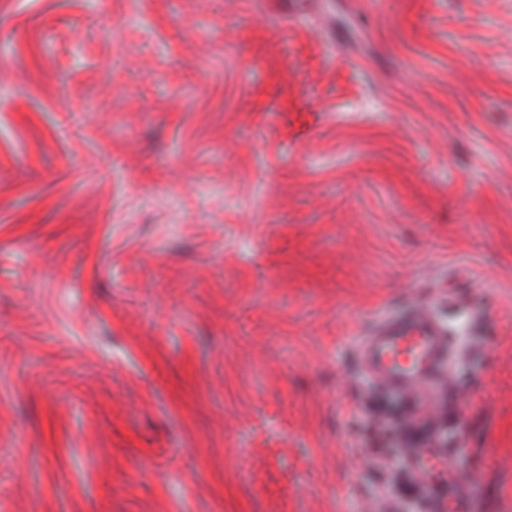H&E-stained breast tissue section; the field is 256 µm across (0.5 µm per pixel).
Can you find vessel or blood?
I'll return each mask as SVG.
<instances>
[{
  "instance_id": "1",
  "label": "vessel or blood",
  "mask_w": 512,
  "mask_h": 512,
  "mask_svg": "<svg viewBox=\"0 0 512 512\" xmlns=\"http://www.w3.org/2000/svg\"><path fill=\"white\" fill-rule=\"evenodd\" d=\"M449 356L444 325L421 310L393 315L365 336L358 350L365 372L391 393L411 401L418 415L433 401Z\"/></svg>"
}]
</instances>
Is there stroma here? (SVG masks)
<instances>
[{
    "instance_id": "1",
    "label": "stroma",
    "mask_w": 512,
    "mask_h": 512,
    "mask_svg": "<svg viewBox=\"0 0 512 512\" xmlns=\"http://www.w3.org/2000/svg\"><path fill=\"white\" fill-rule=\"evenodd\" d=\"M1 60L0 512H512V0H0ZM450 353L444 325L430 312L408 310L364 336L358 360L372 379L411 401L419 416L434 400Z\"/></svg>"
}]
</instances>
